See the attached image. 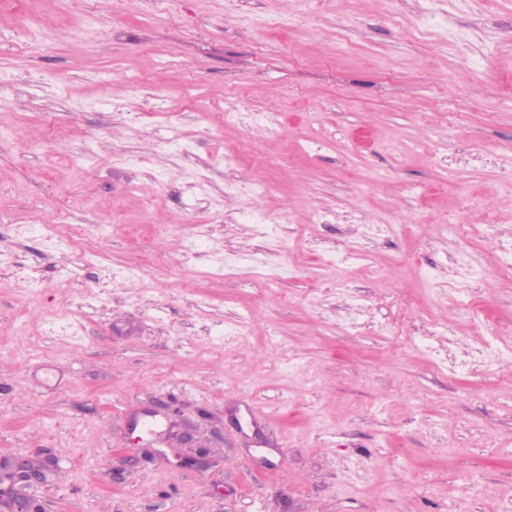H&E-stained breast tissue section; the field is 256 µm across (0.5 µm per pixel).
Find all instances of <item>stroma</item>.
Returning <instances> with one entry per match:
<instances>
[{
    "label": "stroma",
    "instance_id": "obj_1",
    "mask_svg": "<svg viewBox=\"0 0 512 512\" xmlns=\"http://www.w3.org/2000/svg\"><path fill=\"white\" fill-rule=\"evenodd\" d=\"M24 12L33 34L0 25V460H56L28 512H500L512 0ZM235 98L284 117L225 120ZM427 331L505 355L451 375L414 344ZM201 446L207 471L177 466Z\"/></svg>",
    "mask_w": 512,
    "mask_h": 512
}]
</instances>
